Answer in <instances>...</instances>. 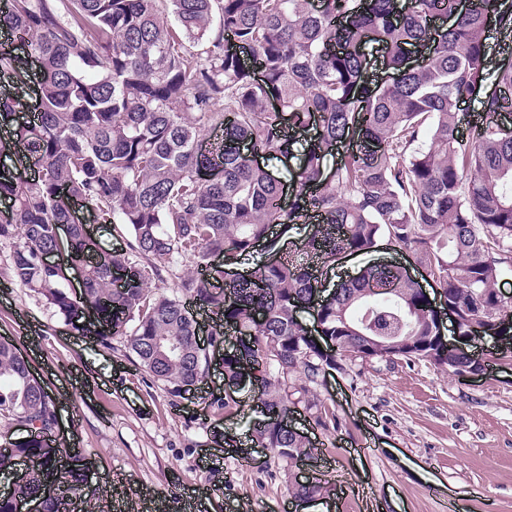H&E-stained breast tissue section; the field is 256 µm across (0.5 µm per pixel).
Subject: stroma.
<instances>
[{"mask_svg": "<svg viewBox=\"0 0 512 512\" xmlns=\"http://www.w3.org/2000/svg\"><path fill=\"white\" fill-rule=\"evenodd\" d=\"M13 251L0 241V336L28 356L55 399L63 447L91 461L85 492L95 512H114L118 501L124 512H438L447 499L466 501V512H512L511 368L493 363L468 378L424 360H339L310 393L335 426L316 425L303 409L295 425L375 495L362 505L329 479L328 494L299 504L285 462L250 447L257 413L246 392L228 421L195 397L148 387L122 339L104 346L70 336L14 280ZM203 458L211 469H196Z\"/></svg>", "mask_w": 512, "mask_h": 512, "instance_id": "stroma-1", "label": "stroma"}]
</instances>
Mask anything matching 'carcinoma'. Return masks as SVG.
<instances>
[{
  "mask_svg": "<svg viewBox=\"0 0 512 512\" xmlns=\"http://www.w3.org/2000/svg\"><path fill=\"white\" fill-rule=\"evenodd\" d=\"M512 35V0H8L0 28L37 59V116L16 131V166L0 171V198L11 202L0 240L15 241L13 277L63 319L72 336L106 345L126 338L132 360L152 382L179 395L203 382L226 330L240 335L224 377L245 366L263 373L253 390L262 411L299 404L327 426L329 409L309 398L336 356L394 354L455 374L471 366L448 353L433 311L398 265L373 263L340 278L317 307L325 354L307 340L299 312L313 302L323 273L341 253L404 249L429 272L462 329L493 307L511 313L496 288L512 271V61L490 78L487 36ZM17 58L0 51V86L21 81ZM484 90L472 142L459 135L462 98ZM0 91V121L23 110ZM207 128L220 140L200 152ZM305 140L299 166L282 185L243 153L288 160ZM355 144L324 175L338 143ZM118 224L129 250L112 252L75 222L71 203ZM307 225L288 248L273 236ZM264 257L255 259L257 247ZM66 252L63 263L42 257ZM194 270L179 294L158 296L152 282L178 257ZM81 285L69 286L72 271ZM211 315L213 351L197 340L185 300ZM233 414L229 394L203 397ZM28 425L0 470L21 456L39 459L0 498V512L56 496L43 512L84 503L88 463L49 449L55 403L30 361L0 337V420ZM257 446L295 467L315 449L263 415ZM310 499L321 482L289 478Z\"/></svg>",
  "mask_w": 512,
  "mask_h": 512,
  "instance_id": "obj_1",
  "label": "carcinoma"
}]
</instances>
